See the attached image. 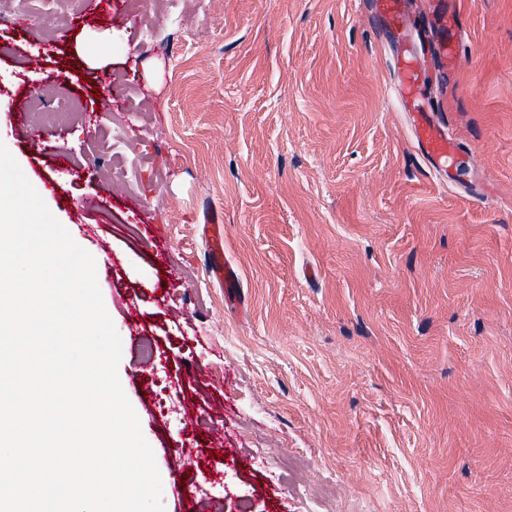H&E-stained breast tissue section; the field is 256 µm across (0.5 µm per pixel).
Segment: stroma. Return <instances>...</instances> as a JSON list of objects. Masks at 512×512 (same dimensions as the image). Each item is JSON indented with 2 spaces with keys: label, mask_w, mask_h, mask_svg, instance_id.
Wrapping results in <instances>:
<instances>
[{
  "label": "stroma",
  "mask_w": 512,
  "mask_h": 512,
  "mask_svg": "<svg viewBox=\"0 0 512 512\" xmlns=\"http://www.w3.org/2000/svg\"><path fill=\"white\" fill-rule=\"evenodd\" d=\"M62 8L53 41L0 22V142L29 171L16 100L83 107L40 195L97 258L165 512H512V0L409 4L464 24L424 103L466 197L384 99L393 37L358 0H165L149 30L135 0ZM212 248L209 251V268L211 274L219 281H224V288H234L238 281V272L235 266L226 257L224 240L220 228L211 227Z\"/></svg>",
  "instance_id": "1"
}]
</instances>
